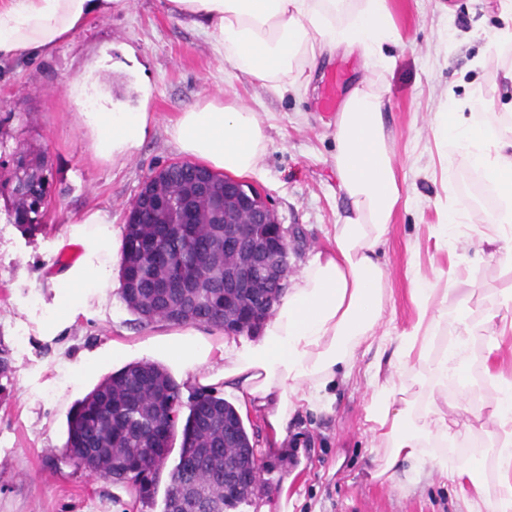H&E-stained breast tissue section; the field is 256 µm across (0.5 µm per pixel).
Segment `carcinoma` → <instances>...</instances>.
Instances as JSON below:
<instances>
[{"label":"carcinoma","instance_id":"obj_1","mask_svg":"<svg viewBox=\"0 0 512 512\" xmlns=\"http://www.w3.org/2000/svg\"><path fill=\"white\" fill-rule=\"evenodd\" d=\"M45 157L27 151L0 182L11 212L26 232L39 229L48 181ZM190 170L165 168L154 180L164 193L157 218L171 221L179 212ZM198 226L172 224L168 236L153 243L140 224H126L120 298L144 324H206L224 329V318L239 322L235 333L257 328L243 312L265 309L268 295L282 294L286 284L272 273L267 287L226 288L224 225L206 200L195 206ZM178 462L170 473L162 512H179L184 504L198 512H224V475L237 478L232 505L255 496L250 477L259 473L256 448L234 406L208 391L184 402L179 384L160 365L142 361L126 365L94 388L70 413L65 451L86 472L109 480H129L139 495L154 497L156 475L175 443Z\"/></svg>","mask_w":512,"mask_h":512}]
</instances>
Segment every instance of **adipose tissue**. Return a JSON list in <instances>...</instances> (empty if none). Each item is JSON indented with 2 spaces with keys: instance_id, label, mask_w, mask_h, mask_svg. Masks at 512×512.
<instances>
[{
  "instance_id": "1",
  "label": "adipose tissue",
  "mask_w": 512,
  "mask_h": 512,
  "mask_svg": "<svg viewBox=\"0 0 512 512\" xmlns=\"http://www.w3.org/2000/svg\"><path fill=\"white\" fill-rule=\"evenodd\" d=\"M124 0H0V59L50 56L95 17L123 6ZM169 13L204 34L216 57L277 93L306 94L318 60L343 49L358 52L366 71L389 67L385 52L396 38L387 0H167ZM384 97L368 78L345 100L336 118L333 162L348 210L334 225L332 245L315 253L287 288L260 336L242 343L225 340L219 348L185 340L170 353L185 369L215 361L226 393L235 397L241 418L265 410L275 441L287 435L292 414L302 406L330 409L329 390L350 379L356 351L373 345L388 307L387 273L377 247L387 235L403 188L390 149ZM512 114V100L472 92L436 113L432 124L442 148L444 179L459 168L480 170L493 183L499 207L488 221L495 234L482 236L494 256L512 264V136L492 122ZM98 152L118 158L143 142L144 112L79 113ZM178 150L192 161L236 175L255 172L267 137L257 112L239 102L211 99L181 112L170 128ZM84 253L52 276L56 317L75 321L84 298L115 288L114 269L123 257L124 230L109 212L87 211L69 227ZM474 277L446 282L417 280L411 290L416 319L397 338L393 376L370 377L365 420L381 450L380 475L394 477L403 461L419 459L444 481L454 483L471 512H512V376L488 371L497 389L488 414L496 449L497 491L488 494L481 466L449 461L455 442L448 429L449 382L465 377L476 340L468 301ZM463 304L448 311L449 294ZM454 333L439 339L442 324Z\"/></svg>"
}]
</instances>
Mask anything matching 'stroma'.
I'll list each match as a JSON object with an SVG mask.
<instances>
[{
    "mask_svg": "<svg viewBox=\"0 0 512 512\" xmlns=\"http://www.w3.org/2000/svg\"><path fill=\"white\" fill-rule=\"evenodd\" d=\"M167 0H125L123 9L92 20L51 56L0 61V172L11 166L17 144L44 152L52 169L41 231L27 233L0 207V343L12 371L0 377V512H161L170 470L156 478L151 500H133L122 482L80 470L65 450L71 410L105 377L124 366L149 361L163 366L190 399L209 376L208 367L189 371L166 352L167 324H140L110 291L106 303L90 299L87 315L45 327L54 318L55 291L49 278L64 266L71 247L70 223L92 209L125 223L132 200L147 178L182 155L169 130L189 106L208 99L235 100L259 112L267 136L260 170L245 175L272 201L288 231V267L297 275L341 223L346 203L333 163L336 115L320 105L328 72L345 68L342 92L367 75L357 54L337 51L322 58L307 94H277L216 58L204 36L177 18ZM400 35L389 45L393 66L372 75L382 90L384 121L393 141L406 205L394 213L377 257L388 275L390 303L378 329L380 346L358 349L350 380L333 390L331 410L300 408L288 423L286 440L271 444L264 414L245 427L262 467L261 488L236 512H279L286 492L292 512H468L465 499L431 469L412 463L395 478L379 476L380 455L365 421L370 389L367 372L377 359L393 356L396 337L416 317L411 289L416 278H448L474 271L478 285L470 302L477 334L484 311L502 289H512V270L484 255L479 245L492 210L474 189L470 169H459L445 186L429 121L435 112L464 97L472 85L486 96L512 93L504 73L512 59L474 68L484 56L486 34L500 23L498 0H387ZM149 116L147 135L131 155L102 156L76 113L100 111L106 101ZM468 199L472 227L459 240L440 245V213L448 196ZM122 355L113 358V346ZM93 367L76 376L73 364ZM466 387L449 385V398L464 397L458 420L471 423L451 452L484 463L489 486L497 484L489 427L479 421L494 390L486 369L512 374V333L502 351L488 356L474 345Z\"/></svg>",
    "mask_w": 512,
    "mask_h": 512,
    "instance_id": "obj_1",
    "label": "stroma"
}]
</instances>
